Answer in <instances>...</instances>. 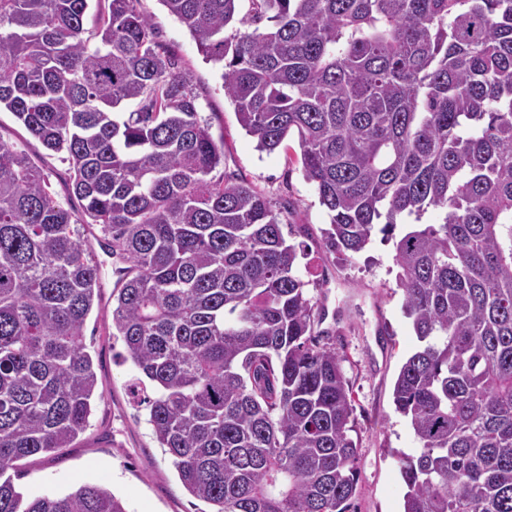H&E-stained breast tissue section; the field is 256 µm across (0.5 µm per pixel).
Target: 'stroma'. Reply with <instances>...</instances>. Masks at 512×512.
Instances as JSON below:
<instances>
[{"mask_svg": "<svg viewBox=\"0 0 512 512\" xmlns=\"http://www.w3.org/2000/svg\"><path fill=\"white\" fill-rule=\"evenodd\" d=\"M138 7L150 18L156 41L190 73L199 113L224 147V171L268 198L285 222L287 241L299 247L298 274L324 314L315 330L343 355L342 369L352 386L350 436L359 456L350 512H402L405 486L398 454L413 453L418 443L396 412L392 392L401 365L420 343L402 310L392 243L377 234L360 253L335 252L326 236L329 216L304 175L296 137L288 138L286 149L259 151L224 94L218 65L199 52L188 29L159 0H140ZM0 140L24 149L48 175L58 201L80 211L81 202L65 181L67 163L5 110L0 111ZM96 257L103 265L101 305L85 324L98 378L93 412L72 447L32 458L17 485L25 495L38 496L97 484L110 489L126 512H203L204 503L183 488L155 440L145 410L129 396L137 370L122 359L123 344L112 335V259L103 251Z\"/></svg>", "mask_w": 512, "mask_h": 512, "instance_id": "1", "label": "stroma"}]
</instances>
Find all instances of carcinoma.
I'll list each match as a JSON object with an SVG mask.
<instances>
[{"label":"carcinoma","mask_w":512,"mask_h":512,"mask_svg":"<svg viewBox=\"0 0 512 512\" xmlns=\"http://www.w3.org/2000/svg\"><path fill=\"white\" fill-rule=\"evenodd\" d=\"M92 24H87L90 2ZM139 0H0V109L68 163L82 215L0 140V512H126L108 489H16L17 462L68 448L98 380L84 327L100 265L113 335L184 488L209 512H349L358 448L336 348L270 202L211 173L224 148ZM261 151L298 137L327 239L393 241L422 346L395 410L403 512H512V0H160ZM238 23L230 34L226 29ZM439 224H422L431 208ZM416 224L394 236L398 221Z\"/></svg>","instance_id":"1"}]
</instances>
